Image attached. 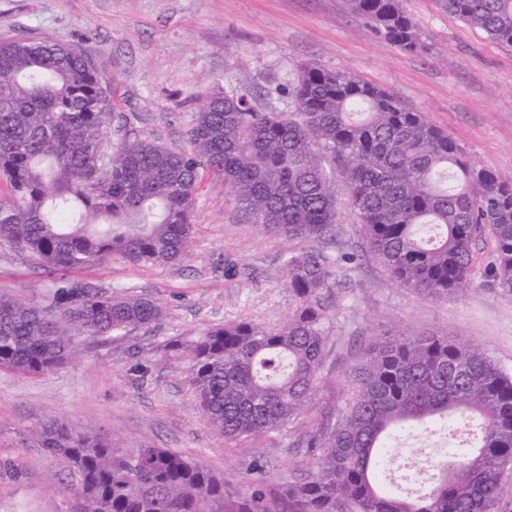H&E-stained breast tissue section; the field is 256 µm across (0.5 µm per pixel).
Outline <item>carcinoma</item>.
<instances>
[{
  "mask_svg": "<svg viewBox=\"0 0 512 512\" xmlns=\"http://www.w3.org/2000/svg\"><path fill=\"white\" fill-rule=\"evenodd\" d=\"M346 2L386 41L424 50L400 0ZM437 3L512 48V0ZM288 94L295 111L285 116L258 107L248 89L214 92L189 149L126 140L97 187L89 179L112 123L105 72L72 46L0 37V246L62 272L31 298L0 294V370L46 374L88 342L156 327V299L112 296L65 272L109 256L137 266L184 258L208 173L264 233L297 246L285 282L296 307L274 330L241 320L169 349L189 358L196 405L226 440H258L308 417L296 440L307 472L279 487L257 475L232 496L223 476L165 448L119 450L50 422L43 444L66 468L77 512H508L512 373L484 348L395 326L371 338L336 406L312 414L337 320L327 293L355 257L309 243L342 238V194L359 219L355 234L397 285L443 299L481 274L512 295V183L424 113L347 71L305 65ZM417 430L446 435L448 448L425 469L405 462L402 481L421 488L403 489L386 479L388 451Z\"/></svg>",
  "mask_w": 512,
  "mask_h": 512,
  "instance_id": "obj_1",
  "label": "carcinoma"
}]
</instances>
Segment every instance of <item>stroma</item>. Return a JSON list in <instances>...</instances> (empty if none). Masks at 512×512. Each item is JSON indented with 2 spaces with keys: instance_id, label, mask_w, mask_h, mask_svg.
Returning <instances> with one entry per match:
<instances>
[{
  "instance_id": "stroma-1",
  "label": "stroma",
  "mask_w": 512,
  "mask_h": 512,
  "mask_svg": "<svg viewBox=\"0 0 512 512\" xmlns=\"http://www.w3.org/2000/svg\"><path fill=\"white\" fill-rule=\"evenodd\" d=\"M426 50L409 53L376 36L345 0H0V36L29 35L87 49L110 78L112 144L148 136L172 148L213 89L248 88L288 113L283 92L301 66L344 70L379 85L447 130L475 162L512 182V48L441 11L435 0H400ZM347 251L362 264L349 285L332 290L338 312L325 346L320 402H335L373 333L400 324L445 331L486 348L512 371V296L477 277L460 296L435 299L391 281L352 234L340 210ZM185 258L134 266L107 258L86 273L104 291L156 298L163 318L147 335L88 345L82 356L31 376L0 370V512H75L61 463L42 446L57 420L93 429L116 448L150 445L222 474L228 493H245L260 461L269 481L300 477L307 457L294 447L306 420L270 437L227 441L197 409L189 362L167 349L208 328L248 320L279 328L295 309L285 286L287 241L263 233L223 183L205 178ZM25 254L0 249V291L28 298L48 286ZM147 373L135 372L136 363Z\"/></svg>"
}]
</instances>
